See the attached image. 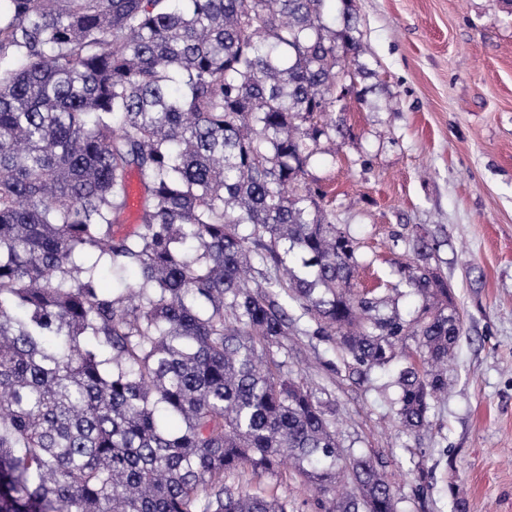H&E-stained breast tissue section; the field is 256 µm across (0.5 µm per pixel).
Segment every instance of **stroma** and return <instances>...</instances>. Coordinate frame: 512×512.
I'll return each mask as SVG.
<instances>
[{"instance_id": "stroma-1", "label": "stroma", "mask_w": 512, "mask_h": 512, "mask_svg": "<svg viewBox=\"0 0 512 512\" xmlns=\"http://www.w3.org/2000/svg\"><path fill=\"white\" fill-rule=\"evenodd\" d=\"M364 61L342 101L335 151L307 181L360 243L356 283L382 287L387 310L416 316L422 299L398 272L425 234L453 288L463 329L448 392L427 427L403 429L397 366H353L306 321L278 352L325 405L350 455L379 462L397 512H512V0H355ZM240 490L317 512L294 474L231 475Z\"/></svg>"}]
</instances>
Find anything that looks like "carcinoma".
<instances>
[{"mask_svg":"<svg viewBox=\"0 0 512 512\" xmlns=\"http://www.w3.org/2000/svg\"><path fill=\"white\" fill-rule=\"evenodd\" d=\"M326 2L0 0V512H288L224 483L287 460L320 512H397L273 352L292 302L368 370L415 337V432L462 333L423 237L415 319L354 290L355 241L306 181L340 78L375 75L354 0L337 24Z\"/></svg>","mask_w":512,"mask_h":512,"instance_id":"carcinoma-1","label":"carcinoma"}]
</instances>
